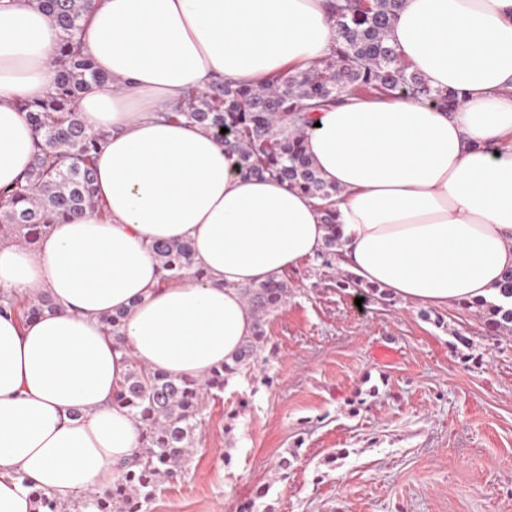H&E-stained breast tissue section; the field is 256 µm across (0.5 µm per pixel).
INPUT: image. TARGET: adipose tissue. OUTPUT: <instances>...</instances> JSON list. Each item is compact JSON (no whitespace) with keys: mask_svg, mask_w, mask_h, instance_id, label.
I'll return each mask as SVG.
<instances>
[{"mask_svg":"<svg viewBox=\"0 0 512 512\" xmlns=\"http://www.w3.org/2000/svg\"><path fill=\"white\" fill-rule=\"evenodd\" d=\"M329 0H101L80 40L110 76L78 102L96 153L89 210L32 248L0 240V292L48 294L54 313L0 315V512L32 489L109 488L139 449L113 405L128 360L196 377L253 334L244 288L320 251L322 202L241 174L223 143L170 112L216 80L260 88L327 58ZM63 33L32 0H0V187L32 159L19 103L55 89ZM411 71L455 90L448 110L353 98L312 113L306 152L339 194L340 264L410 304L500 302L512 269V0H403L387 31ZM187 241L197 279L162 282L149 246ZM128 312V352L100 320Z\"/></svg>","mask_w":512,"mask_h":512,"instance_id":"ef3b65f1","label":"adipose tissue"}]
</instances>
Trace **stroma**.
I'll return each mask as SVG.
<instances>
[{"mask_svg":"<svg viewBox=\"0 0 512 512\" xmlns=\"http://www.w3.org/2000/svg\"><path fill=\"white\" fill-rule=\"evenodd\" d=\"M339 277L317 257L284 273L262 363L149 512H236L260 485L263 512H512V333Z\"/></svg>","mask_w":512,"mask_h":512,"instance_id":"stroma-1","label":"stroma"}]
</instances>
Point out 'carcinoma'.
I'll use <instances>...</instances> for the list:
<instances>
[{
    "instance_id": "1",
    "label": "carcinoma",
    "mask_w": 512,
    "mask_h": 512,
    "mask_svg": "<svg viewBox=\"0 0 512 512\" xmlns=\"http://www.w3.org/2000/svg\"><path fill=\"white\" fill-rule=\"evenodd\" d=\"M35 5L63 32L56 60L57 82L47 97L20 104L32 128V161L24 180L0 187V211L6 218L0 230L29 246L56 220H75L85 210L101 207L95 188L94 153L103 135L85 128L76 105L91 85L110 82L96 70L79 38L94 0H35ZM401 5L402 0H335L333 18L340 40L330 57L290 78L273 76L261 89L214 82L206 91L185 97L173 111L174 117L223 141L224 150L236 157L242 172L275 178L328 201L323 221L330 234L317 253L327 266L339 259L336 208L330 202L338 189L320 177L306 153L310 120L305 110L318 111L352 96L402 94L450 109L458 100L456 91L429 88L386 41V31ZM290 118L301 123L291 135L279 128ZM223 128L227 129L224 134ZM150 250L165 280L191 271L197 278L204 276L194 269L193 248L188 242H155ZM288 293V281L280 278L244 289L255 315L252 336L243 342L232 363L212 368L198 379L151 371L129 360L113 399L140 424L141 448L130 462L118 467L117 479L105 492L84 495L69 509L62 500L36 490L32 492L33 512H147L162 486L184 472L210 401L224 393L229 377L257 365L267 341V319L287 300ZM474 307L480 310L489 334L512 330V308L483 300ZM6 309L29 319L52 313L56 306L46 294L27 305L3 295L0 313ZM126 318L124 311L101 316L119 349L128 347Z\"/></svg>"
}]
</instances>
